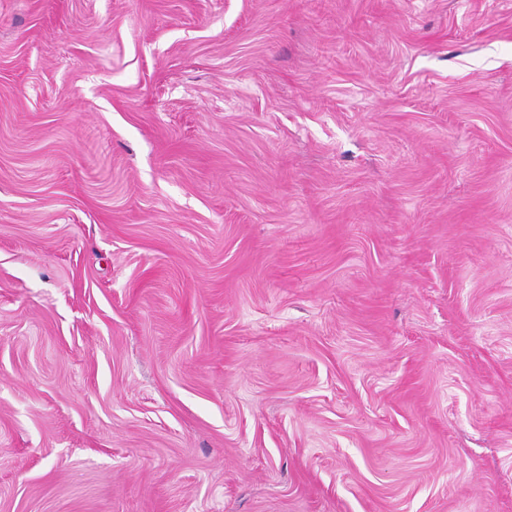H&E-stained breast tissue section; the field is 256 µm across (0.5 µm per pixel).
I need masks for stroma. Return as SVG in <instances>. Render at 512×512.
I'll list each match as a JSON object with an SVG mask.
<instances>
[{
    "instance_id": "35a3bbf8",
    "label": "stroma",
    "mask_w": 512,
    "mask_h": 512,
    "mask_svg": "<svg viewBox=\"0 0 512 512\" xmlns=\"http://www.w3.org/2000/svg\"><path fill=\"white\" fill-rule=\"evenodd\" d=\"M0 512H512V0H0Z\"/></svg>"
}]
</instances>
